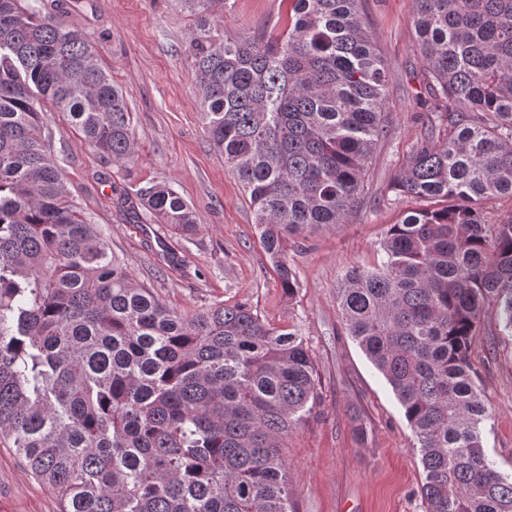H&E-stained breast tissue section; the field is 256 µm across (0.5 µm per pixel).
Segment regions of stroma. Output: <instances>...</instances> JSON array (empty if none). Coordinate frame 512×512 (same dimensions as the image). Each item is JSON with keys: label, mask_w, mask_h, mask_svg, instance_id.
I'll return each mask as SVG.
<instances>
[{"label": "stroma", "mask_w": 512, "mask_h": 512, "mask_svg": "<svg viewBox=\"0 0 512 512\" xmlns=\"http://www.w3.org/2000/svg\"><path fill=\"white\" fill-rule=\"evenodd\" d=\"M288 0H228L216 12L230 35H270ZM414 0H363L391 80L390 129L364 183L363 202L341 224L285 234L296 274L287 295L260 243V228L237 178L211 147L188 35L177 0H65L59 22L82 31L133 114L134 157L104 161L62 112H49L52 149L80 208L100 224L112 253L136 283L171 308L190 312L244 302L268 325L297 333L315 358L319 398L289 437L285 456L295 512H424L422 465L404 410L383 376L343 328L337 288L345 272L382 257L390 225L413 208L395 187L426 133L433 95L413 27ZM165 184L195 211L192 240L140 221L122 198ZM182 261L171 268L165 252ZM489 417L481 426L488 459L512 473V336L487 306L471 356ZM0 512H59L52 490L0 443Z\"/></svg>", "instance_id": "stroma-1"}]
</instances>
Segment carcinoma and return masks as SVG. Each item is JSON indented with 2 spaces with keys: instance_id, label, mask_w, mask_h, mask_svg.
Listing matches in <instances>:
<instances>
[{
  "instance_id": "cac0c4a2",
  "label": "carcinoma",
  "mask_w": 512,
  "mask_h": 512,
  "mask_svg": "<svg viewBox=\"0 0 512 512\" xmlns=\"http://www.w3.org/2000/svg\"><path fill=\"white\" fill-rule=\"evenodd\" d=\"M207 134L262 228L282 288V233L341 224L388 132V68L362 0H292L275 35L212 24L227 0H181ZM435 102L396 180L427 202L348 270L342 322L404 409L425 512H512L486 457L473 339L494 302L512 333V0H415ZM101 156L135 154L132 116L95 47L56 10L0 0V437L60 512H291L288 436L315 408L303 340L246 303L182 313L136 284L75 202L43 106ZM123 203L189 239L194 209L153 185ZM489 224H498L512 215V197L501 196L491 199L482 205Z\"/></svg>"
}]
</instances>
